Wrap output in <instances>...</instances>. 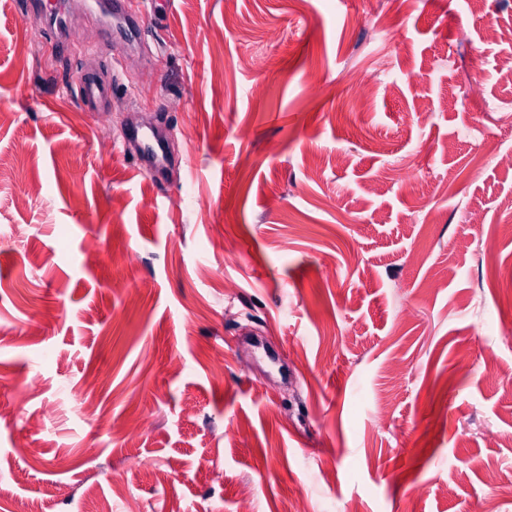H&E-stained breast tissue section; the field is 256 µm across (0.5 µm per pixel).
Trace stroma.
Instances as JSON below:
<instances>
[{"label": "stroma", "mask_w": 512, "mask_h": 512, "mask_svg": "<svg viewBox=\"0 0 512 512\" xmlns=\"http://www.w3.org/2000/svg\"><path fill=\"white\" fill-rule=\"evenodd\" d=\"M23 2L0 0V512H237L246 482L253 512H512L483 478H512V43L487 37L512 0H130L133 54L96 10L64 43ZM146 117L157 176L118 144ZM81 99L83 103L106 98L112 92V75L108 80H102L96 74L84 68L81 82Z\"/></svg>", "instance_id": "obj_1"}]
</instances>
